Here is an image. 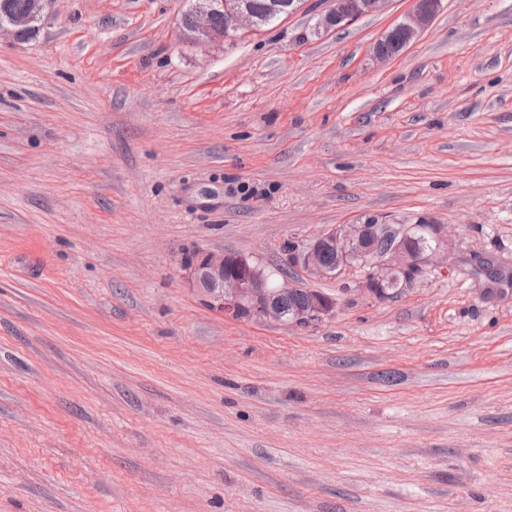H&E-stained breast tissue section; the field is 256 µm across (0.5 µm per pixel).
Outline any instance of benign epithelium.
I'll return each mask as SVG.
<instances>
[{
  "label": "benign epithelium",
  "mask_w": 512,
  "mask_h": 512,
  "mask_svg": "<svg viewBox=\"0 0 512 512\" xmlns=\"http://www.w3.org/2000/svg\"><path fill=\"white\" fill-rule=\"evenodd\" d=\"M389 0H332V11L319 20L315 33L342 27L349 22L384 9ZM51 0H30L29 8L6 22H0V33L7 32L22 40L42 19ZM443 6V0H415L399 26L410 44L430 24ZM224 14V28L214 27L213 16ZM256 29V22L245 0H192L183 16V35L195 42L222 43L243 31ZM383 219L366 224L359 221L345 229H333L307 245L290 250L289 259L315 278L336 277L355 264L369 265L364 281L365 290L375 296L382 286L393 282L399 272L414 271L426 257L436 254L443 242L439 225L431 224L428 231L436 246L427 254H418L409 245L412 226L401 228L393 245L378 249L379 241L387 234ZM334 256L327 264L324 254ZM179 268L188 288L205 298L216 314L233 319L274 321L284 326L306 327L336 314V299L321 292L294 284L288 278L271 279L266 269L249 256L214 253L199 248L187 249L179 260ZM306 292L303 302L294 300Z\"/></svg>",
  "instance_id": "1"
}]
</instances>
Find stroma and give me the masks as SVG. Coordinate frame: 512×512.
Masks as SVG:
<instances>
[{"mask_svg":"<svg viewBox=\"0 0 512 512\" xmlns=\"http://www.w3.org/2000/svg\"><path fill=\"white\" fill-rule=\"evenodd\" d=\"M189 0H52L0 34V512H512V0L222 44ZM373 214L448 246L390 298L289 246ZM336 297L213 313L185 249ZM414 2L413 9L398 22L404 33L405 46L420 35L443 6L442 0H416ZM390 31V34L386 38L382 40V38L386 36V34H384L375 45L373 57L378 61H386L388 60V57L386 56L394 57L403 50V35L401 31L395 27ZM380 40L382 41L379 44Z\"/></svg>","mask_w":512,"mask_h":512,"instance_id":"obj_1","label":"stroma"}]
</instances>
